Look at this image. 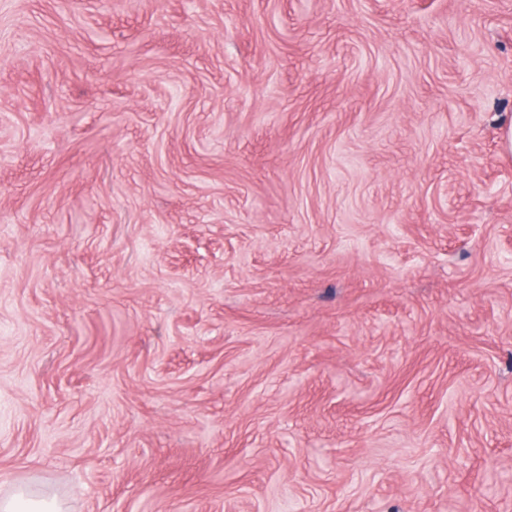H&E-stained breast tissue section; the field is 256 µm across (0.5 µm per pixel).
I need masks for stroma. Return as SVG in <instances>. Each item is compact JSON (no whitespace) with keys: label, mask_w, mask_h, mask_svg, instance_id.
I'll use <instances>...</instances> for the list:
<instances>
[{"label":"stroma","mask_w":512,"mask_h":512,"mask_svg":"<svg viewBox=\"0 0 512 512\" xmlns=\"http://www.w3.org/2000/svg\"><path fill=\"white\" fill-rule=\"evenodd\" d=\"M512 0H0V500L512 512Z\"/></svg>","instance_id":"1"}]
</instances>
